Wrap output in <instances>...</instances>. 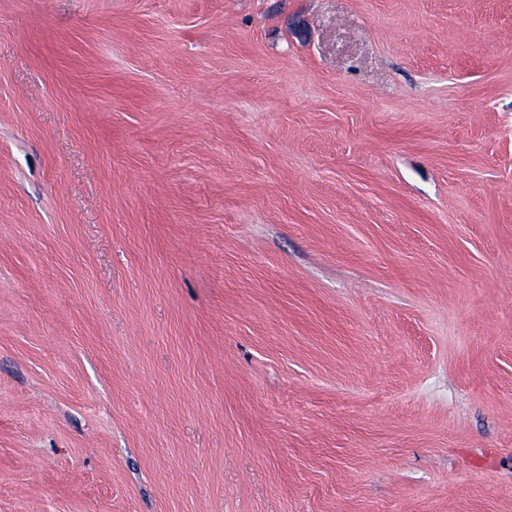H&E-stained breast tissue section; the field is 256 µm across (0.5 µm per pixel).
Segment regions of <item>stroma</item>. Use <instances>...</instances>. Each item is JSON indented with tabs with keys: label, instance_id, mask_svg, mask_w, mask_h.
<instances>
[{
	"label": "stroma",
	"instance_id": "1",
	"mask_svg": "<svg viewBox=\"0 0 512 512\" xmlns=\"http://www.w3.org/2000/svg\"><path fill=\"white\" fill-rule=\"evenodd\" d=\"M0 512H512V0H0Z\"/></svg>",
	"mask_w": 512,
	"mask_h": 512
}]
</instances>
